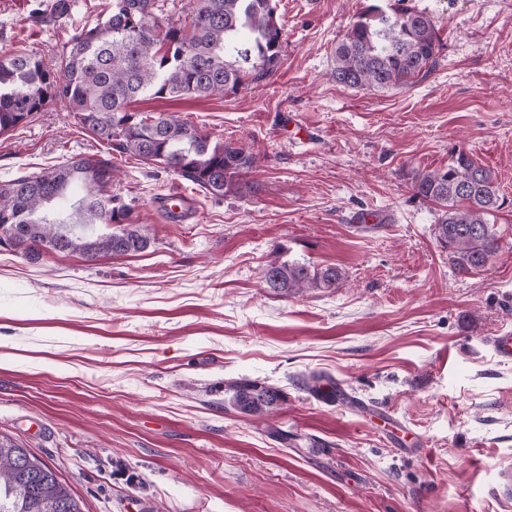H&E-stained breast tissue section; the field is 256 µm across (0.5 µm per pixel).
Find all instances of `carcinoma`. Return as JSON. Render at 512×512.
<instances>
[{
    "label": "carcinoma",
    "instance_id": "obj_1",
    "mask_svg": "<svg viewBox=\"0 0 512 512\" xmlns=\"http://www.w3.org/2000/svg\"><path fill=\"white\" fill-rule=\"evenodd\" d=\"M156 0H112L107 18L73 34L58 63L16 52L0 58V134L24 124L53 101L65 103L83 128L111 150L161 164L205 194L239 190L255 163L243 146L219 142L173 114L130 111L141 98H206L235 92L269 76L280 62L283 29L275 0H192L187 23L158 14ZM434 18L405 4L372 3L336 43L331 77L357 90L388 91L428 76L439 63ZM112 159L76 155L38 174L0 184V245L36 261L43 252H72L92 261L100 254L145 251L150 239L131 209L109 193ZM85 186L77 210L90 224H118L102 235L70 233L40 216L73 183ZM414 196L441 208L437 241L461 273L486 267L499 249L490 216L504 204L497 178L464 150L445 168L418 174ZM345 279L336 266L275 260L260 281L282 297L332 290ZM305 390L336 400V382L311 374ZM230 406L263 418L276 414L286 394L241 378L224 383ZM0 512H81L54 468L14 440L0 436Z\"/></svg>",
    "mask_w": 512,
    "mask_h": 512
}]
</instances>
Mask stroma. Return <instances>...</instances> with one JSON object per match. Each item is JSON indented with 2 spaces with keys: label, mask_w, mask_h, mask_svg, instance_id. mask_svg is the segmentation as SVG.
Here are the masks:
<instances>
[{
  "label": "stroma",
  "mask_w": 512,
  "mask_h": 512,
  "mask_svg": "<svg viewBox=\"0 0 512 512\" xmlns=\"http://www.w3.org/2000/svg\"><path fill=\"white\" fill-rule=\"evenodd\" d=\"M110 3L0 0V56L54 60ZM276 3L281 60L257 86L131 105L250 146L237 193L110 154L60 101L0 134V184L111 155L112 194L150 239L90 262L0 246V434L54 466L81 512H512L490 490L512 465V362L490 343L512 329V0H412L437 21L439 64L385 93L329 77L368 0ZM460 149L506 197L499 251L467 274L435 238L439 207L411 189ZM175 190L195 220L156 208ZM278 258L346 278L283 298L260 286ZM313 373L351 402L301 390ZM243 377L286 393L275 416L225 407V382ZM371 407L396 412L408 445Z\"/></svg>",
  "instance_id": "stroma-1"
}]
</instances>
